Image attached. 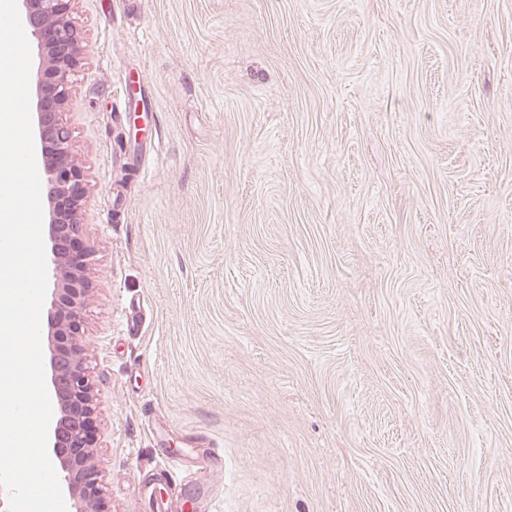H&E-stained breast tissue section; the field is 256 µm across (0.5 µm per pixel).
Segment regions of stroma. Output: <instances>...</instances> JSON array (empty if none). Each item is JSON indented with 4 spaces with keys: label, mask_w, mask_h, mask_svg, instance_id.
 I'll use <instances>...</instances> for the list:
<instances>
[{
    "label": "stroma",
    "mask_w": 512,
    "mask_h": 512,
    "mask_svg": "<svg viewBox=\"0 0 512 512\" xmlns=\"http://www.w3.org/2000/svg\"><path fill=\"white\" fill-rule=\"evenodd\" d=\"M72 18L112 512H512V0Z\"/></svg>",
    "instance_id": "1"
}]
</instances>
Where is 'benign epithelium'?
Wrapping results in <instances>:
<instances>
[{"label":"benign epithelium","instance_id":"benign-epithelium-1","mask_svg":"<svg viewBox=\"0 0 512 512\" xmlns=\"http://www.w3.org/2000/svg\"><path fill=\"white\" fill-rule=\"evenodd\" d=\"M19 2L25 33L35 43L40 59L30 107L47 188L44 221L54 277L46 308L49 388L55 413L48 455L55 462L67 512H112L102 472L94 460L97 403L81 334L92 288L87 275L91 247L84 244L87 179L72 152L71 131L62 119L70 77L82 54L72 21L75 0Z\"/></svg>","mask_w":512,"mask_h":512}]
</instances>
